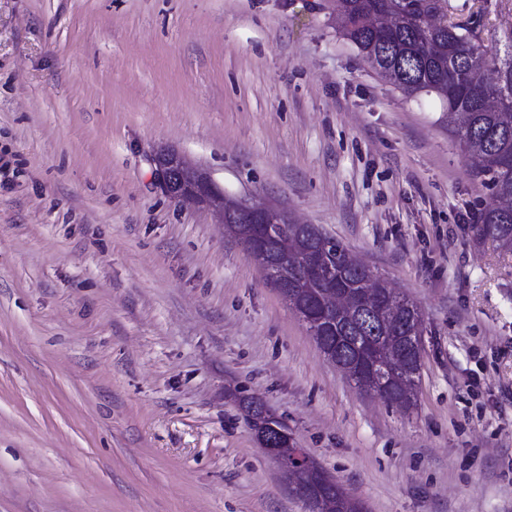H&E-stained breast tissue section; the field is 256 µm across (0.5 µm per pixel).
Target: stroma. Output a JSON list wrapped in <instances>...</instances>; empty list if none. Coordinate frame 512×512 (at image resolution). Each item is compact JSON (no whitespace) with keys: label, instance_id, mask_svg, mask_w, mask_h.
Returning a JSON list of instances; mask_svg holds the SVG:
<instances>
[{"label":"stroma","instance_id":"stroma-1","mask_svg":"<svg viewBox=\"0 0 512 512\" xmlns=\"http://www.w3.org/2000/svg\"><path fill=\"white\" fill-rule=\"evenodd\" d=\"M482 14L504 50L512 0ZM163 148L287 209L421 309L416 406L367 393ZM436 96L407 98L331 0H0V512H309L260 397L367 512H512V255ZM170 156V163L161 162L159 155L154 159L156 178L164 193L179 202L193 201L219 210L225 226L226 204L229 200L224 195V190L217 187L209 175L193 167L185 157L180 154ZM185 170H196V176L189 184L176 190L177 178ZM472 229L477 238L489 239L502 251L512 253V209L501 206L484 208ZM240 403L247 414L249 424L256 437L268 433L271 429L270 424L283 430L288 429L281 417L269 409L260 398L253 395H242ZM277 430V429H276ZM279 434L277 436L267 435L263 437V444L268 448H264L267 453L279 460L285 461L287 463V474L289 477H292L293 485L296 483V477L298 472V466L288 462V456H285L281 453L280 448H288L291 446L293 439L288 432L277 430Z\"/></svg>","mask_w":512,"mask_h":512}]
</instances>
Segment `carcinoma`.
Wrapping results in <instances>:
<instances>
[{
    "mask_svg": "<svg viewBox=\"0 0 512 512\" xmlns=\"http://www.w3.org/2000/svg\"><path fill=\"white\" fill-rule=\"evenodd\" d=\"M443 0H333V12L339 23V32L355 46L362 58L379 74L408 97L435 94L448 112L451 127L460 150L472 160L475 173L493 191L497 198L512 196V32L507 36L506 58L495 67L493 81L485 80L484 73L495 63L483 43L480 26L470 22L444 23L441 28L425 25L422 17L442 8ZM385 12L395 20V31L381 30L382 20L375 19L370 28L365 19ZM493 98L502 111L491 112L485 99ZM279 239L269 243V251L276 252L286 246L305 250L317 247L311 237L299 232L296 224H280ZM475 236L495 242L502 251L512 253V209L500 206L483 209L477 223L472 225ZM324 266L334 274H343L353 284L361 283L351 266L350 251L334 238L323 236ZM273 287L281 281L298 286L296 301L289 302L299 310L297 301L305 300L306 309L316 306L317 292L321 288L335 287V279L312 284L304 279L303 271L281 267L268 275ZM366 287L379 293H389L402 303L411 299L389 288L380 277L371 276ZM424 335L423 314L412 323L396 326L384 319L371 323L358 319H345L321 336L323 347L332 352L336 363L348 364L356 359L355 341L360 336ZM244 408L251 429L259 436L270 431V425L288 429L284 421L253 395H243ZM300 483L294 487L310 512H316L320 501H330V512H363L360 502L345 497L343 486L304 449Z\"/></svg>",
    "mask_w": 512,
    "mask_h": 512,
    "instance_id": "cac0c4a2",
    "label": "carcinoma"
}]
</instances>
